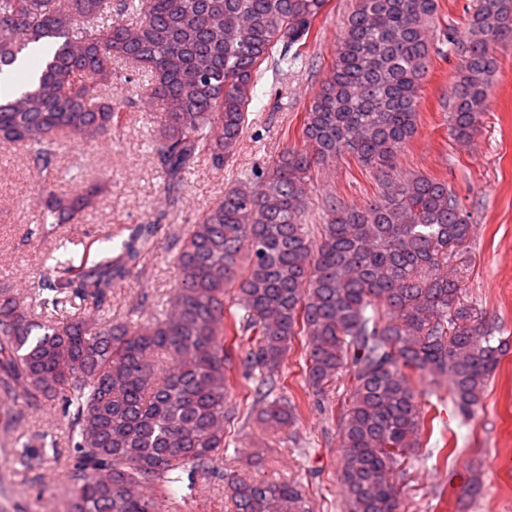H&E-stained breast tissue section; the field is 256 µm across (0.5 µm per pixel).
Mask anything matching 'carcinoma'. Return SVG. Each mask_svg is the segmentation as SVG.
I'll list each match as a JSON object with an SVG mask.
<instances>
[{
    "instance_id": "1",
    "label": "carcinoma",
    "mask_w": 512,
    "mask_h": 512,
    "mask_svg": "<svg viewBox=\"0 0 512 512\" xmlns=\"http://www.w3.org/2000/svg\"><path fill=\"white\" fill-rule=\"evenodd\" d=\"M328 0H0V75L41 47L38 64L0 92V145L21 146L42 181V223L82 218L101 189L52 184L61 138L121 130L117 69L160 112L152 153L167 187L197 163L224 165L248 121L265 68L304 57ZM439 0H355L334 60L304 114L301 146L264 172L242 173L174 241L176 284L161 317L112 319V292L142 268L156 226L136 224L115 253L44 265L26 297L0 288V395L23 412L63 406L75 452L71 512H159L184 480L215 473L233 360L257 381L247 416L265 431L291 425L283 362L304 337L315 392L352 368L339 418L342 512H402L399 484L420 446L427 377L463 416L481 404L503 355L497 326L461 300L448 254L472 224L448 183L398 178L413 139L430 29ZM448 95L454 138L473 140L494 45L512 40V0H478ZM351 157L370 170L378 199L324 203L305 223L312 172ZM234 290L244 313H227ZM247 337L236 355L228 333ZM156 482L147 495L144 480ZM235 512H310L298 482L228 478Z\"/></svg>"
}]
</instances>
